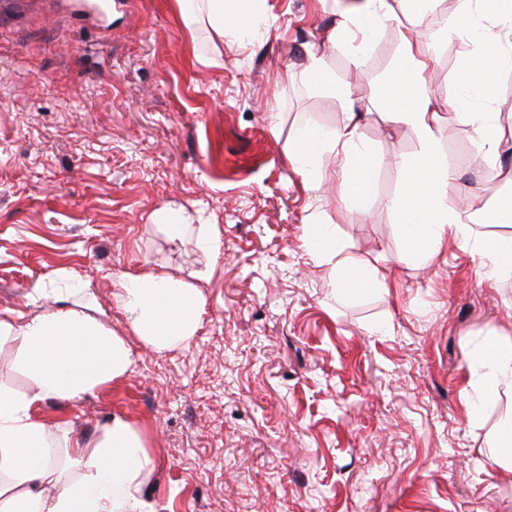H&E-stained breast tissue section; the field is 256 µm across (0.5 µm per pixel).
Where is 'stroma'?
<instances>
[{"instance_id":"35a3bbf8","label":"stroma","mask_w":512,"mask_h":512,"mask_svg":"<svg viewBox=\"0 0 512 512\" xmlns=\"http://www.w3.org/2000/svg\"><path fill=\"white\" fill-rule=\"evenodd\" d=\"M0 0V313L30 315L36 279L68 267L89 279L116 333L137 352L125 380L79 401L48 402L46 428L82 435L115 413L146 434L155 512H512V469L493 447L512 392L481 419L464 393L489 336L512 341V268L484 280L454 236L414 263L390 202L413 129L390 119L380 87L400 53L387 25L353 68L327 55L334 88L304 77L299 46L337 25L330 0H265L261 33L240 45L176 0ZM437 99L468 97L500 129L496 165L471 127L438 115L439 149L458 194L490 205L512 191V69L491 96L449 83L473 45L428 17ZM351 97H344V87ZM363 114L372 181L362 201L341 185L304 190L285 158L302 122ZM201 215L222 240L205 270L195 339L156 352L132 335L112 280L164 264L155 212ZM330 224L385 280L345 291L302 246L306 222Z\"/></svg>"}]
</instances>
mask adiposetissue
<instances>
[{"label":"adipose tissue","instance_id":"1","mask_svg":"<svg viewBox=\"0 0 512 512\" xmlns=\"http://www.w3.org/2000/svg\"><path fill=\"white\" fill-rule=\"evenodd\" d=\"M434 0H363L353 27H340V36L358 31L350 46L353 64L361 59L377 32L389 24L399 29L401 51L382 92L394 123L412 127L418 135V153L397 169L402 185L391 207L404 228L418 264L432 262L447 233H454L463 251L489 261L485 278L495 266L512 259V237L488 239L472 246L473 224H503L512 212L490 208L448 206L453 172L438 149L435 97L427 76L433 56L426 43L411 39ZM451 32L473 41L477 53L453 80L490 93L488 62L512 63V0H459ZM187 22L207 18L217 35L245 41L261 20V0H178ZM489 18L478 25V16ZM453 108L457 118L472 127L475 144L486 160H496L500 144L492 114L470 111L462 101ZM334 154L348 195L364 197L371 175L370 154L359 131V120L349 116L327 132L305 125L299 128L286 153L303 189L323 186L332 175L323 164L324 154ZM155 227L170 244L187 230H195L199 251L209 258L221 253V241L209 225H192L182 212L157 214ZM306 251L319 263L335 268L348 290L360 292L380 285L383 273L378 258L353 255L336 244L334 230L324 224L307 225L302 239ZM202 270L175 276L160 270L146 275L124 273L117 277L116 301L132 332L158 352L186 345L196 336L205 300L196 282ZM31 301H47L48 310L18 322L0 317V345H9L13 364L27 379L24 388L0 380V512H152L144 492L151 464L149 443L128 416L115 415L86 439L71 438L68 431L49 432L35 412L44 403L75 402L84 395L124 380L133 373L137 357L126 337L117 335L105 320L85 278L61 268L37 279L28 293ZM478 363L484 373L467 394L472 411L512 387V342L490 336Z\"/></svg>","mask_w":512,"mask_h":512}]
</instances>
